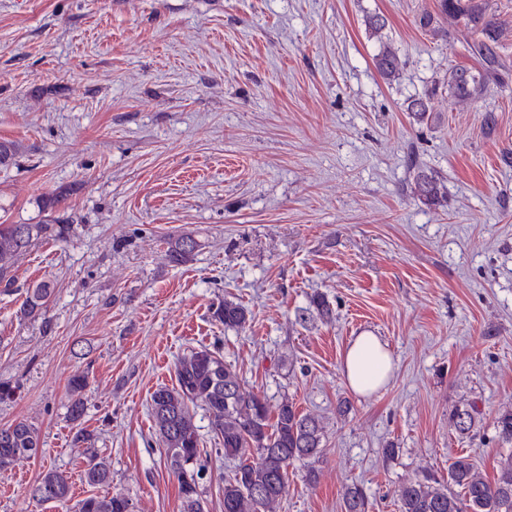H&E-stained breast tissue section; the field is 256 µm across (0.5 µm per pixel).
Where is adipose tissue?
Returning a JSON list of instances; mask_svg holds the SVG:
<instances>
[{"label":"adipose tissue","instance_id":"ef3b65f1","mask_svg":"<svg viewBox=\"0 0 512 512\" xmlns=\"http://www.w3.org/2000/svg\"><path fill=\"white\" fill-rule=\"evenodd\" d=\"M389 351L377 336L364 332L354 338L344 355L345 377L350 388L367 396L377 392L391 377Z\"/></svg>","mask_w":512,"mask_h":512}]
</instances>
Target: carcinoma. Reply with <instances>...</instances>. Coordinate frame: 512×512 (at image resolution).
Returning a JSON list of instances; mask_svg holds the SVG:
<instances>
[{
    "label": "carcinoma",
    "instance_id": "cac0c4a2",
    "mask_svg": "<svg viewBox=\"0 0 512 512\" xmlns=\"http://www.w3.org/2000/svg\"><path fill=\"white\" fill-rule=\"evenodd\" d=\"M437 9L463 24L474 35L469 43L478 59L480 70L466 68L448 71V90L464 101L475 98L483 82L498 75L501 67L498 49L503 36L501 25L488 10L487 0H438ZM380 75L398 77L400 62L389 43L381 45L375 57ZM406 112L417 123L428 119V97L408 101ZM409 194L428 207L441 205L446 188L440 175L424 166H416ZM70 191L59 190L43 196L42 211L49 218L40 224H0V283L11 285L12 270L19 256L38 241L63 243L73 232V220L60 215ZM198 248L190 234L170 242L168 260L175 265L192 260ZM53 285L41 281L27 290L19 310L25 319H46ZM214 319L226 328L243 330L249 324L248 310L234 300L218 303ZM176 384L160 386L151 395L150 415L167 468L178 481L182 512H207V503L199 491L204 465L198 428L192 409L208 412L212 430L223 447L224 458L237 461L224 477V512H270L286 492L288 468L295 461L315 460L323 453V427L320 420L301 413L287 397L274 407L265 396L245 388L234 368L224 362L218 350H192L178 359ZM87 375L74 374L68 385V413L78 423L85 414L84 391ZM480 412L473 403L455 407L448 422L461 437L473 434L479 425ZM495 428L505 443H512V410L495 417ZM40 447L37 429L18 421L0 426V470L9 469L34 455ZM448 481L424 475L402 483L397 491L399 512H512V449L500 456L494 479H487L468 455L449 458ZM90 485L111 481L110 466L105 459L90 456L83 471ZM70 478L56 469L44 471L32 495L42 502L70 500ZM344 512H365L366 495L362 486L352 482L345 486ZM75 512H132L131 500L122 494L90 495L74 505Z\"/></svg>",
    "mask_w": 512,
    "mask_h": 512
}]
</instances>
